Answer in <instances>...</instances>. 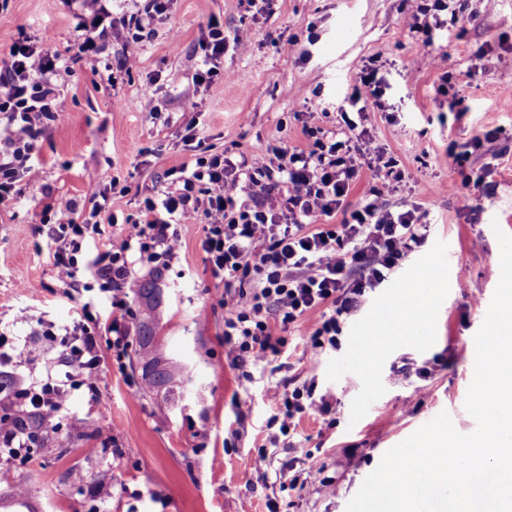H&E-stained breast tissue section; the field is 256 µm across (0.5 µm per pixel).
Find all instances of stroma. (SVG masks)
Wrapping results in <instances>:
<instances>
[{
  "label": "stroma",
  "mask_w": 512,
  "mask_h": 512,
  "mask_svg": "<svg viewBox=\"0 0 512 512\" xmlns=\"http://www.w3.org/2000/svg\"><path fill=\"white\" fill-rule=\"evenodd\" d=\"M462 3L458 21L432 31L423 51L421 36L404 27L409 0H273L262 14L246 0H174L149 38L133 43L117 23L101 54L59 79L55 118L38 142L39 176L0 203V332L25 335L40 317L68 324L84 302L66 297L57 279L43 227L64 217L44 212L48 196L86 207L116 178L126 191L111 198V211L136 215L146 193L166 187L169 169L191 161L182 140L190 123L216 153L306 146L304 126L339 130L338 106L379 56L387 109L369 136L405 173L392 203L420 204L433 229L345 320L340 347L310 350L313 313L286 332L276 363L234 369L224 361L223 287L205 268L202 227L181 225L179 259L154 296L139 293L142 272L130 292L131 336L152 335L160 357L132 345L124 366L109 364L101 375L99 405L73 393L31 461L0 464V493H28L14 512H346L384 453L441 411L460 433L475 430L465 409L474 336L500 279L496 234L512 235V0L491 9L485 0ZM90 9L89 0H0V56L23 34L48 32L55 49L73 46L77 16ZM212 16L226 35L247 36L250 48L225 52L224 77L200 85L189 57ZM129 44L138 61L126 69L120 60ZM297 89L303 99L293 98ZM188 100L197 112L185 111ZM456 166L484 177L468 210L460 207ZM437 253L442 274L427 262ZM426 274L433 279L426 337L381 341L372 374L349 368L357 326L375 306H396ZM157 368L168 379L155 385ZM272 380L287 392L313 386L329 413L308 412L282 436ZM262 451L268 459L260 466ZM279 471L288 478L319 471L333 486L289 491L276 482Z\"/></svg>",
  "instance_id": "1"
}]
</instances>
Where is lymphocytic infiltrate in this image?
Listing matches in <instances>:
<instances>
[{
    "instance_id": "f902f5d3",
    "label": "lymphocytic infiltrate",
    "mask_w": 512,
    "mask_h": 512,
    "mask_svg": "<svg viewBox=\"0 0 512 512\" xmlns=\"http://www.w3.org/2000/svg\"><path fill=\"white\" fill-rule=\"evenodd\" d=\"M108 0H96L77 29L83 39L76 54L54 51L49 36L21 37L0 60V202L19 181L34 178L31 159L43 133L40 119L59 95L58 78L80 55L100 49L110 27ZM247 51L246 37H226L224 25L209 19L200 40L196 83H211L224 72L227 47ZM386 78L382 66L365 65L341 112L343 138L321 135L305 148L284 145L272 152L234 159L201 151L192 164L170 169L166 190L144 197L137 220L110 213L109 193L94 194L89 218L79 219L76 201L58 197L45 211L67 215L49 225L47 235L57 277L66 291L89 294L62 331L39 322L25 340L0 336V447L9 459L27 458L34 436L32 417L47 424L62 415L71 392L83 389L99 401L98 379L107 362L122 363L130 347L136 313L130 285L137 267L152 273L172 268L180 249L179 228L201 225V249L211 276L224 288V358L233 368L279 356L283 333L307 314L319 320L306 336L314 350L337 348L342 321L356 312L367 290L387 283L426 239L427 212L415 203L390 205L388 197L404 174L396 160L372 145L368 126L382 111ZM376 184L357 206L348 198L361 171ZM107 213V224L96 223ZM340 223H333V216ZM123 225L125 237L98 253L89 272L80 263L88 242L101 240L110 226ZM110 305L102 320L96 301ZM59 343V355L44 376L26 382L22 367L32 363L41 343ZM277 419L290 433L302 414L316 409L309 386L280 394Z\"/></svg>"
}]
</instances>
